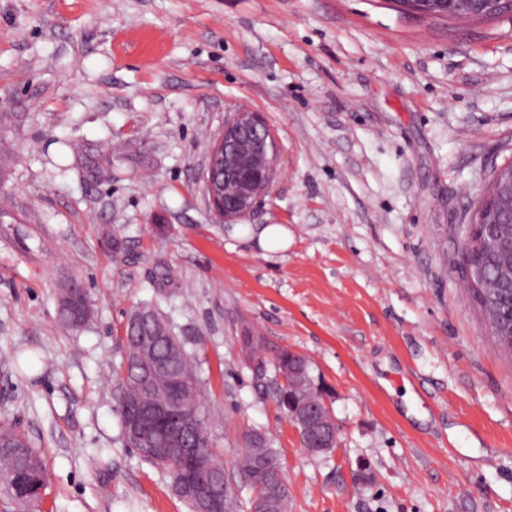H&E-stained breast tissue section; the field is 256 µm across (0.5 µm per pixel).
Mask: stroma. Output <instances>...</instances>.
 <instances>
[{
    "label": "stroma",
    "mask_w": 512,
    "mask_h": 512,
    "mask_svg": "<svg viewBox=\"0 0 512 512\" xmlns=\"http://www.w3.org/2000/svg\"><path fill=\"white\" fill-rule=\"evenodd\" d=\"M278 145L269 194L220 222L209 148L236 108ZM512 162V13L466 22L386 0H0V420L45 459L44 512H188L123 437L127 317L194 357L240 502L268 433L289 512H512V359L461 273L477 194ZM287 227L269 253L251 227ZM81 281L90 317L65 326ZM304 356L336 420L315 454L274 373ZM78 283H73L70 288H64L60 297L59 314L63 323L69 327L83 326L90 316V303L87 295L79 292ZM236 338L240 345V352L247 362V367L249 368L248 363H250L253 371L262 374L267 366L265 361L267 358L260 354L263 346L262 336H256L254 331L245 327L242 328L241 333ZM258 439V442L253 444L246 441L247 448H245L237 462L252 492V497H250L248 502L250 508L254 494H263L270 480L268 472L257 468L254 462H266L270 465H276L281 461L278 451L273 448V443L266 434L260 432Z\"/></svg>",
    "instance_id": "stroma-1"
}]
</instances>
